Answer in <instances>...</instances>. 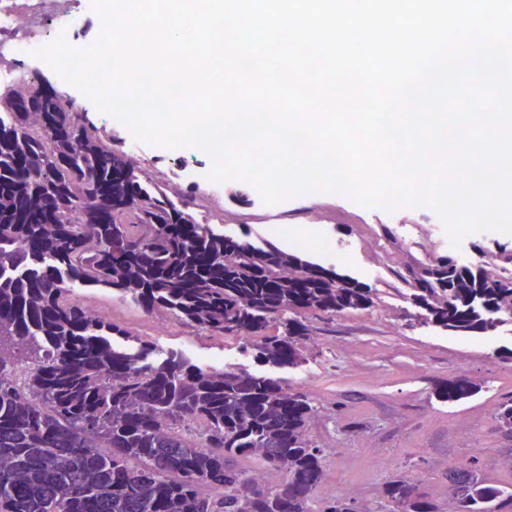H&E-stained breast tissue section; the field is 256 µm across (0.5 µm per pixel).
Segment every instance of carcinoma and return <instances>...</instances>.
Masks as SVG:
<instances>
[{
	"mask_svg": "<svg viewBox=\"0 0 512 512\" xmlns=\"http://www.w3.org/2000/svg\"><path fill=\"white\" fill-rule=\"evenodd\" d=\"M191 202L148 180L75 99L38 81L0 89V512H313L330 449L310 436L309 393L172 351L146 361L72 296L98 285L209 337L249 342L276 366L305 360L307 315L376 304L367 285L297 250L257 247L197 221ZM490 257L512 265V245ZM398 277L418 308L408 326L482 336L512 324V282L438 256ZM466 376L439 398L475 394ZM493 417L512 440V397ZM471 456L448 467L438 502L395 473L381 501L403 512H512V489ZM282 474L271 485L255 474ZM341 493L318 512H350Z\"/></svg>",
	"mask_w": 512,
	"mask_h": 512,
	"instance_id": "obj_1",
	"label": "carcinoma"
}]
</instances>
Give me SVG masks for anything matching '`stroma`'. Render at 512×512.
<instances>
[{
	"mask_svg": "<svg viewBox=\"0 0 512 512\" xmlns=\"http://www.w3.org/2000/svg\"><path fill=\"white\" fill-rule=\"evenodd\" d=\"M142 154L141 167L150 177L170 184L177 195L192 196L199 222L227 235L288 249L294 245L289 230L314 228L326 246L306 250V258L376 289L379 302L333 320L312 317L319 345L301 365L279 367L258 362L244 340L214 342L168 313L149 314L118 292L93 288V295L113 304L117 321L133 333L130 348L144 340L152 348L151 363L178 350L202 367L231 364L311 392L322 411L310 434L333 450L317 499L345 492L373 499L386 478L399 471L414 474L423 490L445 499L449 464L469 457L475 446L479 471L512 485V469L502 463L508 443L492 416L495 403L512 395V330L450 336L431 326H407L409 304L395 275L406 263L442 254L482 263L486 248L506 241V234L473 232L455 247L436 224V212L425 206L406 207L398 219L349 196L325 192L270 205L244 181L224 180L212 190L213 159L204 150L183 155L146 143ZM157 323L167 324L171 335H151L149 328ZM461 362L478 392L460 403L441 401L438 386L457 376Z\"/></svg>",
	"mask_w": 512,
	"mask_h": 512,
	"instance_id": "1",
	"label": "stroma"
}]
</instances>
